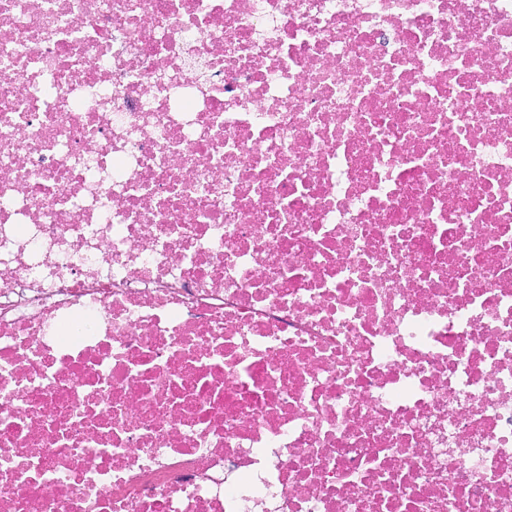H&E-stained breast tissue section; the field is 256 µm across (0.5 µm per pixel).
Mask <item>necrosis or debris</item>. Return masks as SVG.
Masks as SVG:
<instances>
[{"label": "necrosis or debris", "mask_w": 512, "mask_h": 512, "mask_svg": "<svg viewBox=\"0 0 512 512\" xmlns=\"http://www.w3.org/2000/svg\"><path fill=\"white\" fill-rule=\"evenodd\" d=\"M0 512H512V0H0Z\"/></svg>", "instance_id": "4bbe7bcc"}]
</instances>
